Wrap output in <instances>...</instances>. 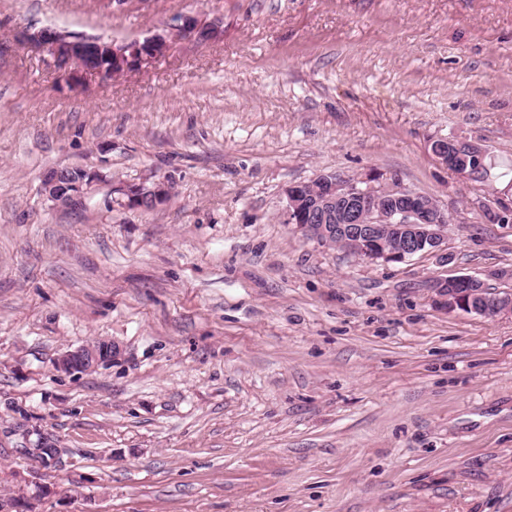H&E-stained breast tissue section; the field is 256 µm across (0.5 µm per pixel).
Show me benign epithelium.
<instances>
[{
    "label": "benign epithelium",
    "mask_w": 512,
    "mask_h": 512,
    "mask_svg": "<svg viewBox=\"0 0 512 512\" xmlns=\"http://www.w3.org/2000/svg\"><path fill=\"white\" fill-rule=\"evenodd\" d=\"M224 37V20L206 13L172 15L161 33L141 40L118 42L104 36L78 35L52 27L22 31V39L45 49L51 65L61 80L78 86L88 78L102 82L120 77L132 68L143 66L168 55L181 42L206 44ZM126 60L119 70L99 65L103 49ZM434 156L462 176L483 164L485 152L473 143L456 139H437L431 145ZM105 179L98 169H84L78 179L66 168L46 174L44 193L54 206L81 210L87 205L93 187ZM309 192L303 183L286 191V221L300 233L314 239L336 238L345 251L369 262H402L417 254L444 251L446 230L453 222L448 209L431 196L415 192L396 179L367 178L355 180L335 174H322L311 180ZM129 208L149 211L163 202L169 192L167 180L149 184H128L117 189ZM439 294L448 297V309H460L484 317L512 315V292L489 295L483 283L469 276H454L437 281ZM108 352L79 347L68 350L56 361V367L74 374L86 365L97 367L112 360Z\"/></svg>",
    "instance_id": "1"
}]
</instances>
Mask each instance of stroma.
Listing matches in <instances>:
<instances>
[{
    "label": "stroma",
    "instance_id": "1",
    "mask_svg": "<svg viewBox=\"0 0 512 512\" xmlns=\"http://www.w3.org/2000/svg\"><path fill=\"white\" fill-rule=\"evenodd\" d=\"M224 19L71 88L21 41ZM439 138L482 147L489 181ZM100 169L86 208L42 191ZM398 179L447 206L448 254L370 263L287 224L288 185ZM168 177L154 210L113 201ZM512 0H0V498L34 512H512ZM98 340L95 370L56 368ZM50 434L63 468L20 455ZM434 156L446 167L462 176H471V171L483 164L485 152L473 143L456 139H437L431 145ZM488 164L485 160L477 172L475 181L483 180L488 174ZM440 295L448 296L449 310L460 309L484 317L512 315V292L489 295L483 283L469 276H454L436 283Z\"/></svg>",
    "mask_w": 512,
    "mask_h": 512
}]
</instances>
